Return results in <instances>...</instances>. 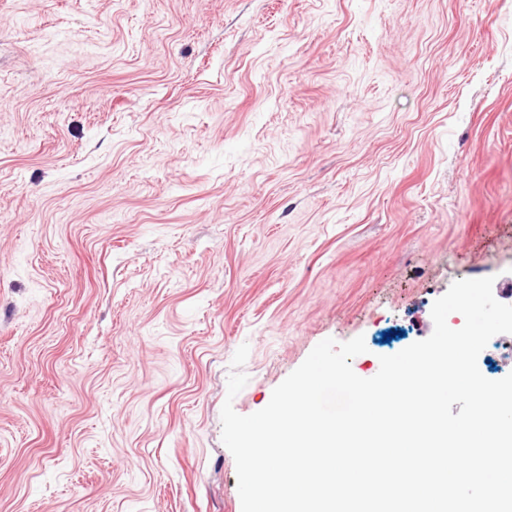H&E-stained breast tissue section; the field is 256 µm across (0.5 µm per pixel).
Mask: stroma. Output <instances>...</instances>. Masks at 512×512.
Returning <instances> with one entry per match:
<instances>
[{"instance_id": "1", "label": "stroma", "mask_w": 512, "mask_h": 512, "mask_svg": "<svg viewBox=\"0 0 512 512\" xmlns=\"http://www.w3.org/2000/svg\"><path fill=\"white\" fill-rule=\"evenodd\" d=\"M488 276L512 0H0V512H242L240 345L248 415Z\"/></svg>"}]
</instances>
